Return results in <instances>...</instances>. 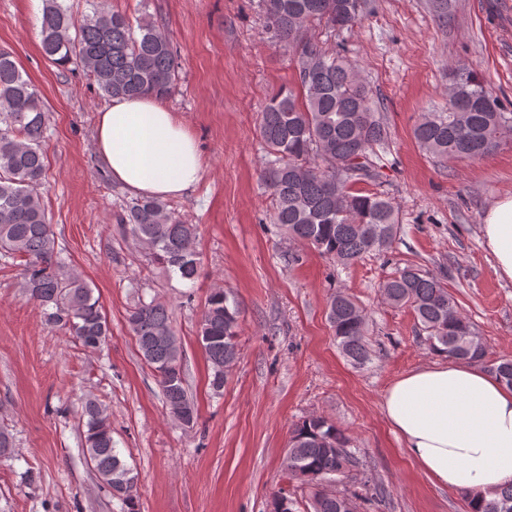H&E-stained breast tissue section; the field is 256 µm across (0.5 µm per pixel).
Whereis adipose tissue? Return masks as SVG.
<instances>
[{
	"label": "adipose tissue",
	"mask_w": 512,
	"mask_h": 512,
	"mask_svg": "<svg viewBox=\"0 0 512 512\" xmlns=\"http://www.w3.org/2000/svg\"><path fill=\"white\" fill-rule=\"evenodd\" d=\"M94 146L113 180L140 197L182 196L203 174L192 134L154 96L112 98ZM482 235L495 275L512 280V196L489 208ZM382 412L435 485L488 493L512 483V388L486 370L451 359L409 371L384 392Z\"/></svg>",
	"instance_id": "1"
}]
</instances>
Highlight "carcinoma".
I'll use <instances>...</instances> for the list:
<instances>
[{
	"label": "carcinoma",
	"mask_w": 512,
	"mask_h": 512,
	"mask_svg": "<svg viewBox=\"0 0 512 512\" xmlns=\"http://www.w3.org/2000/svg\"><path fill=\"white\" fill-rule=\"evenodd\" d=\"M78 13L65 0H45L40 19L41 49L59 67L74 64L108 98L155 95L166 98L177 81V51L158 26L136 23L86 0ZM268 26L294 49L299 100L282 90L260 112V133L273 156L264 181L273 200L272 223L343 266L395 239L399 215L393 202L355 185L375 178L374 147L387 129L357 68L339 50L306 35L309 26L330 31L353 28L362 17L361 0H262ZM50 113L40 91L12 55L0 52V255L23 261L19 288L38 304L47 324L68 330L84 348L97 350L110 328L92 288L63 257L37 187L46 170L43 142ZM512 133V112L499 109L494 90L476 73H456L448 107L422 114L414 128L420 147L439 160L479 159ZM119 232L146 250L151 263L172 278L193 283L200 268L198 226L189 224L160 199L134 198L116 213ZM383 299L411 309L433 353L476 363L512 386V359H492L486 342L461 313L444 283L413 266L398 270L380 285ZM239 308L218 288L208 296L198 336L213 370L212 386L224 384V367L239 352ZM328 318L342 354L355 366L372 360L367 319L355 298L338 290L329 300ZM146 362L158 375L169 414L178 422L196 421L186 388L182 346L172 313L156 299L138 298L127 317ZM86 462L118 498L135 512L132 469L112 437L108 408L85 400ZM285 477L307 490L303 512H381L386 492L359 477L360 461L344 431L322 416L296 423L283 458ZM353 484L356 489L346 488ZM344 489L339 490L337 486ZM297 499L275 494L271 512H296ZM467 512H512V484L488 495L470 491Z\"/></svg>",
	"instance_id": "cac0c4a2"
}]
</instances>
